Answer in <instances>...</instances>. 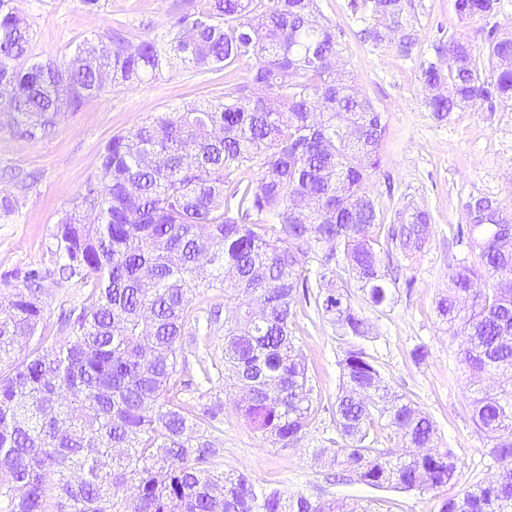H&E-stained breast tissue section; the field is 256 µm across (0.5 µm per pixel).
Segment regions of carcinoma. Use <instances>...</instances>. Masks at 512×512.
Returning <instances> with one entry per match:
<instances>
[{
	"instance_id": "carcinoma-1",
	"label": "carcinoma",
	"mask_w": 512,
	"mask_h": 512,
	"mask_svg": "<svg viewBox=\"0 0 512 512\" xmlns=\"http://www.w3.org/2000/svg\"><path fill=\"white\" fill-rule=\"evenodd\" d=\"M0 0V112L13 134L44 139L65 111L112 83H150L176 64L218 72L256 60L250 86L171 109L104 148L100 165L57 225L60 279L79 277L80 306L45 335L41 286L0 301V512H370L345 500H310L221 469L220 404L182 397L192 383L179 344L200 286L243 298L224 310V366L198 385L223 381L248 395L237 407L254 430L288 448L315 417L307 367L291 325L300 301L315 303L347 345L335 402L336 437L315 460L340 466L372 489L440 493L459 483L449 449L433 448L432 418L412 399L390 394L363 342L371 325L347 288L345 272L372 308L393 302L374 229L409 261L424 248L432 216L399 209L380 220L369 178L380 164L385 126L371 101L350 93L338 68L342 48L316 0H188L160 38L116 29L77 44L69 60L18 64L29 25ZM462 17L491 13L496 0H455ZM364 38L378 44L396 29L409 54L416 42L402 0L375 6ZM446 65L422 71L428 97L445 118L481 100H512V36H491L486 79L468 43L439 48ZM258 168L246 180L243 170ZM468 238L481 265L455 268L435 306L464 338L461 363L472 385L512 371V280L496 279L498 238L512 215L490 212L473 195ZM345 266L331 267L336 247ZM327 248L321 283L309 285L302 257ZM487 278L492 285L473 289ZM472 419L493 446L496 479L441 499L439 512H512V375L472 402ZM402 447L379 445L375 424Z\"/></svg>"
}]
</instances>
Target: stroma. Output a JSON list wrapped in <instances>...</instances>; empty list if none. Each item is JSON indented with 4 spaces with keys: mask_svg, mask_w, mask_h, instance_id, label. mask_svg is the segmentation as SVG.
<instances>
[{
    "mask_svg": "<svg viewBox=\"0 0 512 512\" xmlns=\"http://www.w3.org/2000/svg\"><path fill=\"white\" fill-rule=\"evenodd\" d=\"M183 3L98 0L89 8L82 0H13L31 25V61L66 60L84 38L120 24L140 38L162 34ZM403 3L417 34L406 57L391 43L361 39V30L376 20L370 0H319L336 28L351 87L371 99L386 127L380 166L369 179L377 211L388 221L406 205L433 216L422 252L411 261H390L393 303L381 311L363 310L373 326L367 349L377 359L385 385L413 398L433 418L436 445L452 450L462 471L460 483L466 486L493 479L499 465L488 454L491 441L472 420L476 390L465 385L461 340L439 322L435 305L456 265L480 263L478 249L457 236L458 228L468 223L465 205L470 196H493L512 214V105L491 109L479 101L438 120L427 106L421 73L437 61V46L449 38L463 39L480 51L491 31L512 33V0H499L493 13L470 18L460 17L455 0ZM254 66V60L244 58L224 75L176 68L150 83L106 86L44 140L16 138L8 116L0 113V196L17 198L20 204L16 218L0 220V295L26 288L31 270L54 268L57 222L97 171L112 136L132 132L156 113L220 96L225 82L248 84ZM41 286L43 325L54 331L61 311L80 303L84 288L77 278L62 282L50 277ZM294 332L313 387L317 414L312 424L293 447H278L247 425L236 408L235 392L218 385L202 387L203 403L223 407L224 469L313 500L346 498L370 504L373 512H438L440 500L431 493L381 492L353 481H326V469L315 463L313 452L335 433L332 411L345 346L335 327L303 303L296 306ZM180 342L189 361L187 377L224 360L223 323H188ZM419 346L427 348L428 356L418 363L412 351Z\"/></svg>",
    "mask_w": 512,
    "mask_h": 512,
    "instance_id": "1",
    "label": "stroma"
}]
</instances>
